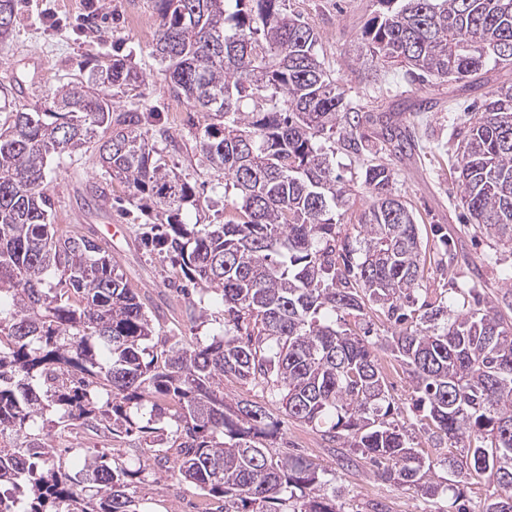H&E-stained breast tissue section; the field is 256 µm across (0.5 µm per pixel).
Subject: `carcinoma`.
Here are the masks:
<instances>
[{"label":"carcinoma","instance_id":"1","mask_svg":"<svg viewBox=\"0 0 512 512\" xmlns=\"http://www.w3.org/2000/svg\"><path fill=\"white\" fill-rule=\"evenodd\" d=\"M15 2L0 0V44ZM375 2L358 50L412 84L479 87L488 65L512 66V0ZM154 4L153 53L172 92L206 111L201 150L237 191L235 216L190 229L175 220L195 192L156 158L149 113L115 109L107 90L144 82L123 57L54 91L49 111L18 112L0 129V300L9 302L0 309V512H143L135 494L149 459L92 458L89 495L50 437L152 432L128 409L147 402L162 418L169 400L179 410L153 440L152 459L223 502L220 512H348L327 470L270 448L277 422L266 407L224 402L226 379L263 386L288 417L359 451L383 481L432 498L441 466L495 486L482 512H512V321L482 305L476 281L455 289L456 310L419 293L426 259L416 217L375 157L356 235L336 239L353 189L318 141L340 125L343 150L370 154L360 129L372 116L337 91L314 28L286 0ZM89 149L159 217L143 240L221 296L224 334L210 344L152 343L145 305L112 254L50 222L48 160ZM455 166L469 223L512 250V83L486 92ZM368 303L393 328L379 347L406 366L433 447L450 440L459 454L434 462L414 447L393 419L374 343L327 316L357 325Z\"/></svg>","mask_w":512,"mask_h":512}]
</instances>
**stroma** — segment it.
Segmentation results:
<instances>
[{"mask_svg":"<svg viewBox=\"0 0 512 512\" xmlns=\"http://www.w3.org/2000/svg\"><path fill=\"white\" fill-rule=\"evenodd\" d=\"M286 5L318 32V54L351 106L381 116L410 111L415 100L431 99V110L406 125L416 141L410 150L384 142L380 124L365 125L364 132L394 171L393 194L411 203L420 233L428 241L424 287L451 299L457 283L480 280L491 306L512 320V250L468 224L452 167L466 126L463 107L480 99V92L463 90L454 82L411 86L400 70L376 68L370 59L359 56L357 42L373 15L374 0H287ZM156 26L153 0H74L69 7L62 0H17L13 30L0 51V127L9 126L15 113L44 111L51 90L87 80L96 60L131 55L145 81L117 90V104L157 112L151 131L162 164L196 188L195 201L182 210L181 222L220 224L230 204L224 178L199 149L198 133L207 117L175 97L164 79L162 64L151 53ZM322 146L333 151L336 170L354 190L349 211L361 212L369 204L363 188L367 157L336 149L328 139ZM45 189L54 203L53 223L75 225L83 234L98 238L107 235L109 227L121 225V233L111 236L112 262L139 294L161 335L197 344L222 330L224 307L219 296L199 290L182 295L187 281L179 266L141 241L143 225L156 221L153 212L139 207L127 184L103 175L95 152L50 159ZM379 359L391 399L400 407L416 448L435 457L429 433L419 422L407 372L387 352H380ZM224 399L229 404L256 401L269 408L278 422L277 448L335 472L356 512H372L377 504L385 512H445L448 506V492L421 497L380 480L360 454L329 448L310 425L289 419L261 386L225 381ZM136 496L145 512H187L199 491L193 484L172 479L168 467L154 464L137 486Z\"/></svg>","mask_w":512,"mask_h":512,"instance_id":"1","label":"stroma"}]
</instances>
